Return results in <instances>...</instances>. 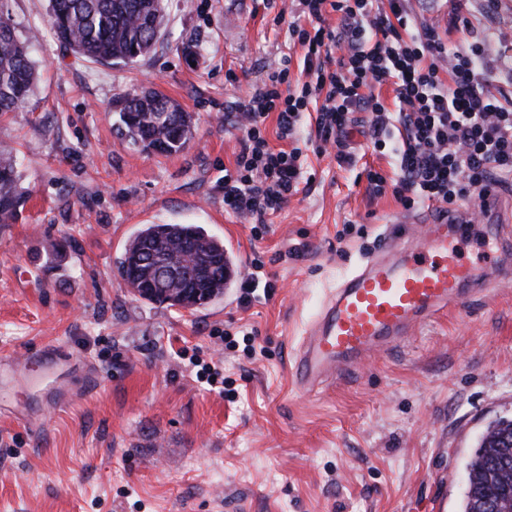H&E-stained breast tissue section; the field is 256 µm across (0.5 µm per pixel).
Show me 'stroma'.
<instances>
[{
	"instance_id": "1",
	"label": "stroma",
	"mask_w": 512,
	"mask_h": 512,
	"mask_svg": "<svg viewBox=\"0 0 512 512\" xmlns=\"http://www.w3.org/2000/svg\"><path fill=\"white\" fill-rule=\"evenodd\" d=\"M414 24L449 51L471 25L512 89V0H409ZM153 51L129 65L75 57L50 30L30 47L39 71L25 111L0 117L30 192L0 227V512H462L468 466L487 428L512 420V282L449 307L401 342L306 391L291 369L328 295L393 224L420 206L367 190L364 166L390 156L350 131L338 167L299 131L309 183L261 234L224 210V170L242 133L224 108L300 46L290 0H167ZM151 86L178 101L195 138L164 156L118 132L117 103ZM495 211L464 201L461 258L485 266L512 243V187ZM203 226L238 278L193 310L138 296L117 272L145 224ZM62 246L49 261L51 244ZM263 263L277 288L241 302ZM62 354L54 381L83 392L56 407L26 380L29 350ZM215 365L217 382L198 377Z\"/></svg>"
}]
</instances>
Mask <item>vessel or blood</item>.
I'll use <instances>...</instances> for the list:
<instances>
[{"label": "vessel or blood", "instance_id": "b4317fda", "mask_svg": "<svg viewBox=\"0 0 512 512\" xmlns=\"http://www.w3.org/2000/svg\"><path fill=\"white\" fill-rule=\"evenodd\" d=\"M456 219H438L423 234L390 237L336 290L314 320L295 377L308 387L341 366L401 341L409 331L472 293L512 279V252L503 251L492 274L461 262Z\"/></svg>", "mask_w": 512, "mask_h": 512}]
</instances>
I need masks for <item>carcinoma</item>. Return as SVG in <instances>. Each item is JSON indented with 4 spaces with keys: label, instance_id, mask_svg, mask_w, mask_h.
Listing matches in <instances>:
<instances>
[{
    "label": "carcinoma",
    "instance_id": "1",
    "mask_svg": "<svg viewBox=\"0 0 512 512\" xmlns=\"http://www.w3.org/2000/svg\"><path fill=\"white\" fill-rule=\"evenodd\" d=\"M164 0H49L47 23L74 53L110 65L127 64L149 54L164 22ZM31 36L20 31L0 9V115L20 112L37 80L29 53ZM185 112L158 90L128 95L121 102L122 134L143 148L159 153L179 152L193 139ZM28 199L21 185L14 148L0 141V224L15 222ZM190 245L195 251L181 265L185 282L202 281L199 305L224 296L235 270L224 243L198 224H147L126 245L119 274L138 289L155 287L151 253L177 257ZM508 434L512 420L498 421L487 429L480 447L498 448L502 441L488 437Z\"/></svg>",
    "mask_w": 512,
    "mask_h": 512
}]
</instances>
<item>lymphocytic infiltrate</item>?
Listing matches in <instances>:
<instances>
[{"mask_svg": "<svg viewBox=\"0 0 512 512\" xmlns=\"http://www.w3.org/2000/svg\"><path fill=\"white\" fill-rule=\"evenodd\" d=\"M297 10L288 35L304 50L299 77L274 69L235 103L242 139L224 172L226 212L262 224L298 192L295 141L311 109L318 154L333 153L341 167L355 164L347 130L365 113L364 136L394 158L393 174L367 169L368 186L404 210L432 202L450 213L512 182V94L493 92L481 47L449 52L436 30L412 25L408 0H297ZM385 85L390 106L377 93ZM271 117L292 149L270 147Z\"/></svg>", "mask_w": 512, "mask_h": 512, "instance_id": "obj_1", "label": "lymphocytic infiltrate"}]
</instances>
